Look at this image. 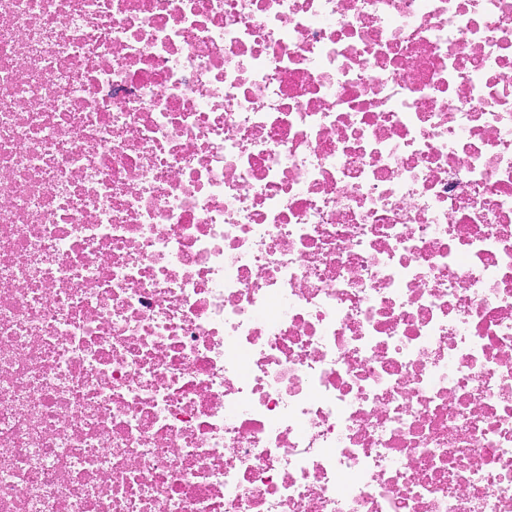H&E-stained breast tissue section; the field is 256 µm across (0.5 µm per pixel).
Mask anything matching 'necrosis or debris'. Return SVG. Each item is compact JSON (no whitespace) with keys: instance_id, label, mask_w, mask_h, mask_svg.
Returning a JSON list of instances; mask_svg holds the SVG:
<instances>
[{"instance_id":"4bbe7bcc","label":"necrosis or debris","mask_w":512,"mask_h":512,"mask_svg":"<svg viewBox=\"0 0 512 512\" xmlns=\"http://www.w3.org/2000/svg\"><path fill=\"white\" fill-rule=\"evenodd\" d=\"M0 512H512V0H0Z\"/></svg>"}]
</instances>
